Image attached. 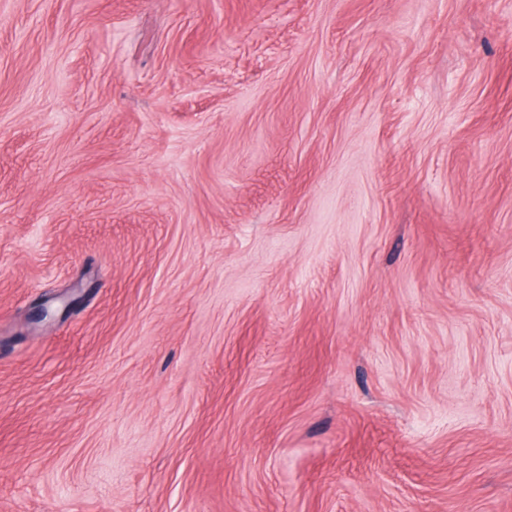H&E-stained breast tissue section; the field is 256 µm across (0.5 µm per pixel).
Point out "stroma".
Here are the masks:
<instances>
[{
  "mask_svg": "<svg viewBox=\"0 0 512 512\" xmlns=\"http://www.w3.org/2000/svg\"><path fill=\"white\" fill-rule=\"evenodd\" d=\"M0 512H512V0H0Z\"/></svg>",
  "mask_w": 512,
  "mask_h": 512,
  "instance_id": "obj_1",
  "label": "stroma"
}]
</instances>
